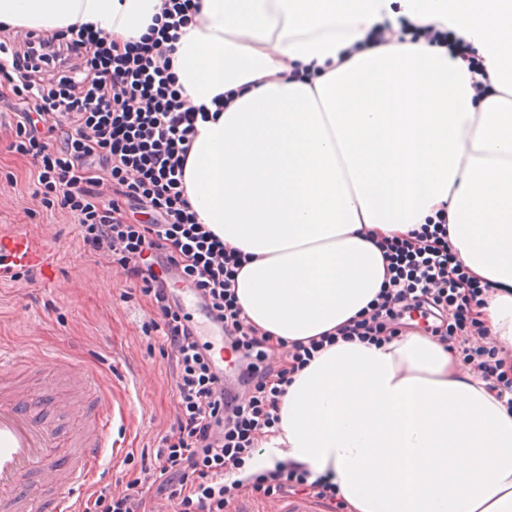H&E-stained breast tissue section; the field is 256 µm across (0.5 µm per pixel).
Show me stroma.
Listing matches in <instances>:
<instances>
[{"instance_id": "obj_1", "label": "stroma", "mask_w": 512, "mask_h": 512, "mask_svg": "<svg viewBox=\"0 0 512 512\" xmlns=\"http://www.w3.org/2000/svg\"><path fill=\"white\" fill-rule=\"evenodd\" d=\"M11 134L0 128V229L19 227L47 247L51 281L0 282V346L82 362L123 412L112 436L122 454L98 473L94 486L122 489L153 456L175 415L171 367L159 345H148L140 325L151 305L134 294L123 298L124 278L97 255L84 252L77 228L63 210L45 211L31 195L33 166L8 152Z\"/></svg>"}]
</instances>
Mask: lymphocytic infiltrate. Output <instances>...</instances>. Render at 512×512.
<instances>
[{
    "mask_svg": "<svg viewBox=\"0 0 512 512\" xmlns=\"http://www.w3.org/2000/svg\"><path fill=\"white\" fill-rule=\"evenodd\" d=\"M198 0H165L149 33L123 47L93 34L30 35L23 50L0 41V87L15 101L8 111L10 151L31 158L34 197L49 210L69 213L84 249L149 297L153 311L141 323L147 340L161 339L175 365L176 417L153 457L125 490L98 487L86 512H145V488H153L175 512H235L240 481L234 470L252 460L259 440L279 421V402L292 376L323 346L269 345L249 326L233 284L241 258L198 223L186 196L184 166L198 122L211 119L206 107L187 105L171 54L183 27L192 22ZM402 32L425 37L478 71L481 62L452 32L403 22ZM81 58L74 70L72 58ZM139 221H132V214ZM394 276L368 316L345 327L341 336L388 340L391 323L408 303L437 310L454 308V322L441 333L483 379L492 381L512 411V376L493 349L474 340L468 313L481 303L484 286L472 282L448 244V220L386 245ZM205 301L212 321L222 325L238 359L281 357L276 369L247 376L250 390L239 396L225 387L209 348L196 336L174 295L169 269ZM256 496L307 488L332 500L335 487L310 471L287 463L251 477Z\"/></svg>",
    "mask_w": 512,
    "mask_h": 512,
    "instance_id": "1",
    "label": "lymphocytic infiltrate"
}]
</instances>
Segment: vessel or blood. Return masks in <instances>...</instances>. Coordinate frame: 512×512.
<instances>
[{"label":"vessel or blood","mask_w":512,"mask_h":512,"mask_svg":"<svg viewBox=\"0 0 512 512\" xmlns=\"http://www.w3.org/2000/svg\"><path fill=\"white\" fill-rule=\"evenodd\" d=\"M18 271H36L46 280L53 274L47 252L21 229L0 233V281ZM23 369L41 372V358L0 352V512H73L67 496L91 483L108 451L113 413L104 406L102 386L78 362L57 359L47 387L19 385ZM51 410L80 416L63 453Z\"/></svg>","instance_id":"vessel-or-blood-1"}]
</instances>
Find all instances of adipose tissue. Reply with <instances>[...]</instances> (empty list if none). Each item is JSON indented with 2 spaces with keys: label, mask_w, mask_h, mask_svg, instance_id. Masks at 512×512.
<instances>
[{
  "label": "adipose tissue",
  "mask_w": 512,
  "mask_h": 512,
  "mask_svg": "<svg viewBox=\"0 0 512 512\" xmlns=\"http://www.w3.org/2000/svg\"><path fill=\"white\" fill-rule=\"evenodd\" d=\"M164 0H0V27L147 33ZM449 28L490 95L446 49L384 20ZM173 70L199 123L185 162L199 223L246 255L235 281L271 341L335 336L296 372L246 473L290 463L346 512H512V412L435 337L342 340L389 279L387 240L437 212L474 317L512 363V0H199Z\"/></svg>",
  "instance_id": "1"
}]
</instances>
